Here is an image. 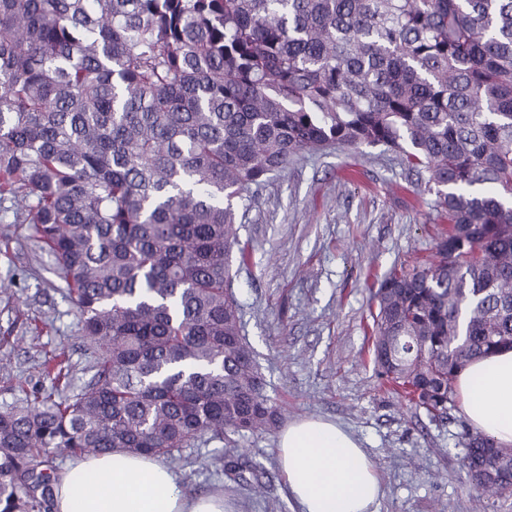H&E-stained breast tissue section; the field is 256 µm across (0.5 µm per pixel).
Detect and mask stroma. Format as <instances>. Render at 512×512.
<instances>
[{
    "label": "stroma",
    "mask_w": 512,
    "mask_h": 512,
    "mask_svg": "<svg viewBox=\"0 0 512 512\" xmlns=\"http://www.w3.org/2000/svg\"><path fill=\"white\" fill-rule=\"evenodd\" d=\"M435 199L381 146L308 154L274 174L238 226L250 254L234 280L244 334L283 423L320 416L358 438L384 489L377 512H512V497L477 490L462 466L464 413L430 418L381 389L364 354L379 278L435 255ZM61 351L79 387L91 359L55 260L0 201V409L50 389L44 360ZM276 441L272 430L230 442L263 466L260 497L223 482L217 443L184 449L173 467L186 492L223 489L239 512H297Z\"/></svg>",
    "instance_id": "obj_1"
}]
</instances>
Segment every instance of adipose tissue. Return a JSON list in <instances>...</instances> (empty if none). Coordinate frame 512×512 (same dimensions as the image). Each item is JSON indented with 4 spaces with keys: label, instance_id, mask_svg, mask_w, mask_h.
<instances>
[{
    "label": "adipose tissue",
    "instance_id": "obj_1",
    "mask_svg": "<svg viewBox=\"0 0 512 512\" xmlns=\"http://www.w3.org/2000/svg\"><path fill=\"white\" fill-rule=\"evenodd\" d=\"M457 391L479 432L512 446V350L466 366ZM277 458L299 512H376L381 488L372 460L341 425L305 418L288 425ZM53 512H234L223 491L185 493L157 458L121 451L73 461L55 484Z\"/></svg>",
    "mask_w": 512,
    "mask_h": 512
}]
</instances>
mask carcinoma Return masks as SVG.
Masks as SVG:
<instances>
[{
    "mask_svg": "<svg viewBox=\"0 0 512 512\" xmlns=\"http://www.w3.org/2000/svg\"><path fill=\"white\" fill-rule=\"evenodd\" d=\"M382 146L435 188L436 260L373 294L374 367L435 418L512 348V0H0V201L54 257L93 374L0 411V512H51L56 455L177 460L281 408L233 290L240 208L307 153ZM465 432L477 489L512 454ZM221 471L262 488L233 451Z\"/></svg>",
    "mask_w": 512,
    "mask_h": 512,
    "instance_id": "carcinoma-1",
    "label": "carcinoma"
}]
</instances>
